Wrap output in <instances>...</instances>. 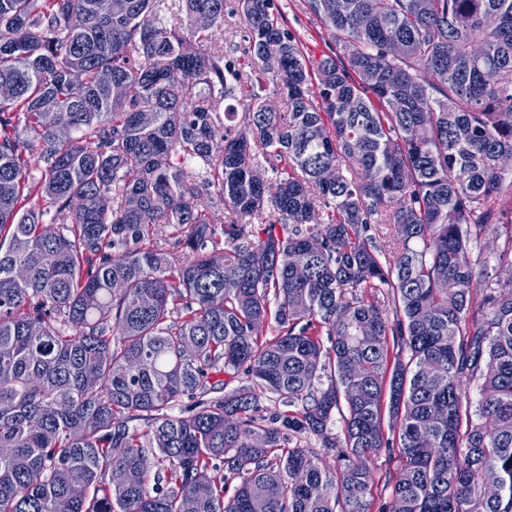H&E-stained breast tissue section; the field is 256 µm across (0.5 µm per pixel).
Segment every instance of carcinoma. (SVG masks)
<instances>
[{
  "instance_id": "carcinoma-1",
  "label": "carcinoma",
  "mask_w": 512,
  "mask_h": 512,
  "mask_svg": "<svg viewBox=\"0 0 512 512\" xmlns=\"http://www.w3.org/2000/svg\"><path fill=\"white\" fill-rule=\"evenodd\" d=\"M224 3L0 0V512H370L394 445L390 512H512V277L470 260L512 197V0H304L319 61L238 0L245 76ZM246 28L247 23L237 10V0H226L224 6V55L237 58L243 73L249 70L246 65H243L245 62L241 54ZM368 464L374 478L371 512H390L392 487L388 484L387 478L400 467L398 448L395 445L390 450L381 448L369 459Z\"/></svg>"
}]
</instances>
